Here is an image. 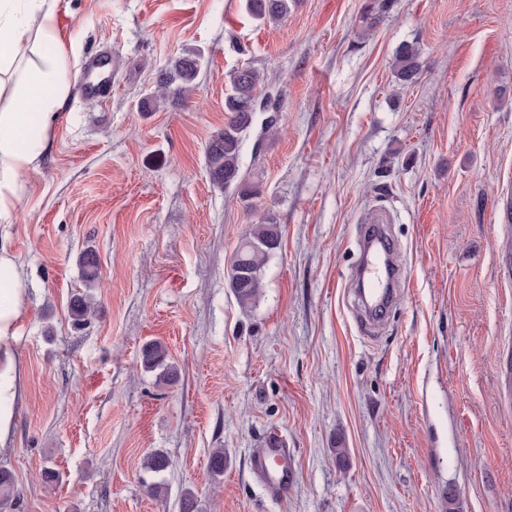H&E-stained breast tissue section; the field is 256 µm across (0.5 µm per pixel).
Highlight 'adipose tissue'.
Wrapping results in <instances>:
<instances>
[{
  "instance_id": "ef3b65f1",
  "label": "adipose tissue",
  "mask_w": 512,
  "mask_h": 512,
  "mask_svg": "<svg viewBox=\"0 0 512 512\" xmlns=\"http://www.w3.org/2000/svg\"><path fill=\"white\" fill-rule=\"evenodd\" d=\"M59 0H0V219L15 210L22 177L37 170L68 92ZM23 267L0 246V445L11 433L19 375L14 356L26 310Z\"/></svg>"
}]
</instances>
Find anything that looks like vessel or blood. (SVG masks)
<instances>
[{
	"label": "vessel or blood",
	"mask_w": 512,
	"mask_h": 512,
	"mask_svg": "<svg viewBox=\"0 0 512 512\" xmlns=\"http://www.w3.org/2000/svg\"><path fill=\"white\" fill-rule=\"evenodd\" d=\"M111 65V58L105 54H96L87 58L77 88L78 94L100 101L110 99L112 85L100 79L99 73ZM394 250V242L384 225H368L359 271L369 285V296L373 304L371 312L376 316L382 315L381 305L390 299L392 275L387 271V264ZM250 465L271 497L276 499L287 497L294 484V473L288 462V450L278 433L272 432L265 437L262 447L251 453Z\"/></svg>",
	"instance_id": "1"
}]
</instances>
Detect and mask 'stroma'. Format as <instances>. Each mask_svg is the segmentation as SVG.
I'll return each instance as SVG.
<instances>
[{
    "label": "stroma",
    "instance_id": "35a3bbf8",
    "mask_svg": "<svg viewBox=\"0 0 512 512\" xmlns=\"http://www.w3.org/2000/svg\"><path fill=\"white\" fill-rule=\"evenodd\" d=\"M59 30L66 82L108 52L112 97L67 96L0 221L27 297L0 512H181L187 490L196 512H512V0H295L276 26L245 0H60ZM403 43L423 65L405 88ZM189 47L195 92L141 111ZM246 66L277 79L282 108L244 149L249 209L204 157ZM264 221L280 246L246 309L230 266ZM369 224L389 225L406 272L375 334L351 291ZM87 250L98 310L77 329ZM153 341L175 382L146 371ZM271 432L295 470L283 500L249 469ZM155 450L172 462L161 500L141 483ZM393 69L403 87L416 83L422 73L417 50L410 44L400 45L395 53Z\"/></svg>",
    "mask_w": 512,
    "mask_h": 512
}]
</instances>
